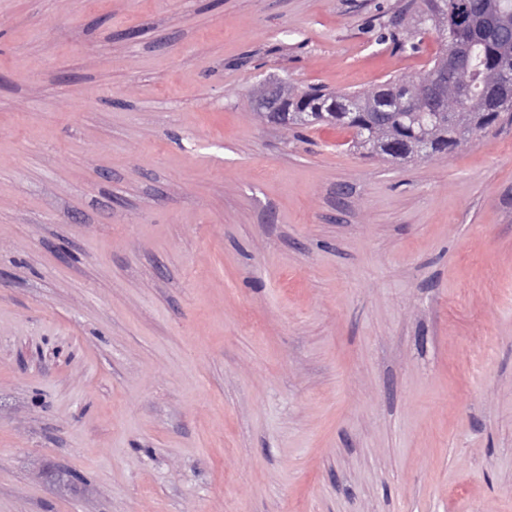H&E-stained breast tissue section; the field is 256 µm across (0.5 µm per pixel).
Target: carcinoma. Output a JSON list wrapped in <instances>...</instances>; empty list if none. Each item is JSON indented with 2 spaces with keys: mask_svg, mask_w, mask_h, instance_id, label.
<instances>
[{
  "mask_svg": "<svg viewBox=\"0 0 512 512\" xmlns=\"http://www.w3.org/2000/svg\"><path fill=\"white\" fill-rule=\"evenodd\" d=\"M485 0H421L414 14L420 21L414 34L402 42L400 49H416L414 38L432 29L434 22H443L447 17L472 16L483 10ZM467 49L469 91L457 101L454 117H446L433 111L427 104L418 103L415 109L403 107L402 100L411 95L402 80H387L379 84L375 94L360 91H327L310 87L302 91L298 102L288 100L276 112V120L284 121L292 113L305 111L301 124L329 122L346 127L354 132V145L368 157H378L392 162H408L412 154L396 156L374 139L375 129L380 125L390 128L399 143L414 146L423 134L431 129L439 151L448 149L456 138L473 136L488 130L504 120L512 118V51L502 43L479 31L460 30L448 33V40L441 43L442 49L433 63L444 59L458 44ZM491 68L508 72L507 79L496 88L485 85L484 75Z\"/></svg>",
  "mask_w": 512,
  "mask_h": 512,
  "instance_id": "1",
  "label": "carcinoma"
}]
</instances>
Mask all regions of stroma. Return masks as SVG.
Segmentation results:
<instances>
[{"label": "stroma", "mask_w": 512, "mask_h": 512, "mask_svg": "<svg viewBox=\"0 0 512 512\" xmlns=\"http://www.w3.org/2000/svg\"><path fill=\"white\" fill-rule=\"evenodd\" d=\"M411 0H0V512H512V123H261L430 67Z\"/></svg>", "instance_id": "obj_1"}]
</instances>
